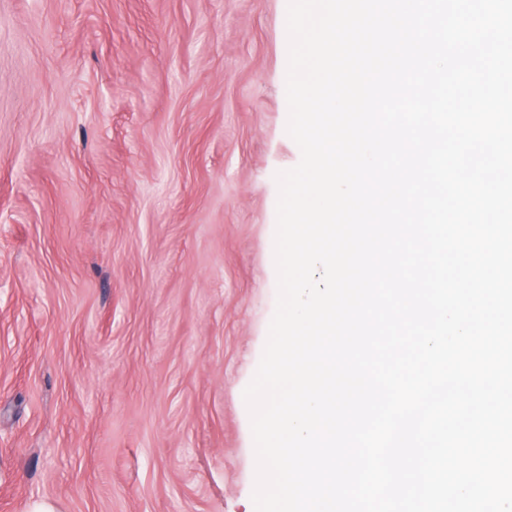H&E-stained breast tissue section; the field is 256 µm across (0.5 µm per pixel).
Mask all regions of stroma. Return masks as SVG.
<instances>
[{"label":"stroma","mask_w":512,"mask_h":512,"mask_svg":"<svg viewBox=\"0 0 512 512\" xmlns=\"http://www.w3.org/2000/svg\"><path fill=\"white\" fill-rule=\"evenodd\" d=\"M287 0H0V512H255Z\"/></svg>","instance_id":"obj_1"}]
</instances>
